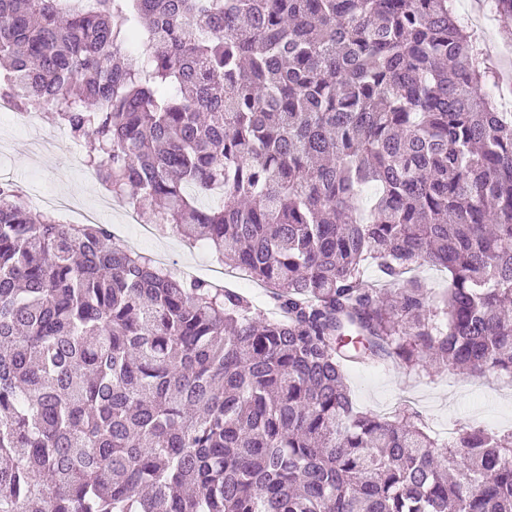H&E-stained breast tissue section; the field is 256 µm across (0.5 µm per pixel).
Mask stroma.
<instances>
[{
  "mask_svg": "<svg viewBox=\"0 0 512 512\" xmlns=\"http://www.w3.org/2000/svg\"><path fill=\"white\" fill-rule=\"evenodd\" d=\"M504 19L502 13H489L475 33L497 67L505 71L512 67V28H505ZM44 129L54 134L55 141L50 152L42 154L29 134L0 119V173L19 184L68 195L78 207L99 211L102 223H121V204L109 209L102 205V187L82 161L83 146L52 123H45ZM150 221V214L143 213L138 224L127 228L141 252H167L175 263H195L199 277L210 278L212 256L205 247L189 246L176 236L141 234V225ZM347 377L353 401L363 411L387 417L400 408H411L433 431L445 425L458 432L472 427L512 431V388L494 374L450 370L429 374L390 364L352 368Z\"/></svg>",
  "mask_w": 512,
  "mask_h": 512,
  "instance_id": "obj_1",
  "label": "stroma"
}]
</instances>
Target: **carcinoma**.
Returning <instances> with one entry per match:
<instances>
[{"label":"carcinoma","instance_id":"obj_1","mask_svg":"<svg viewBox=\"0 0 512 512\" xmlns=\"http://www.w3.org/2000/svg\"><path fill=\"white\" fill-rule=\"evenodd\" d=\"M498 78L452 0H0V96L283 314L0 183V512H512V432L444 444L346 384L512 378Z\"/></svg>","mask_w":512,"mask_h":512}]
</instances>
